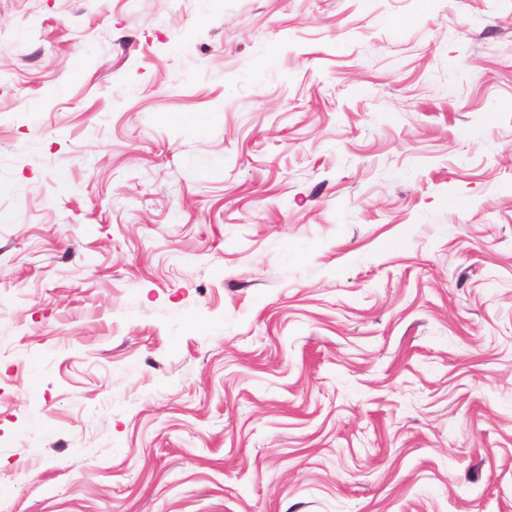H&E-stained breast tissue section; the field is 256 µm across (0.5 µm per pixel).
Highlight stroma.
Instances as JSON below:
<instances>
[{"instance_id": "35a3bbf8", "label": "stroma", "mask_w": 512, "mask_h": 512, "mask_svg": "<svg viewBox=\"0 0 512 512\" xmlns=\"http://www.w3.org/2000/svg\"><path fill=\"white\" fill-rule=\"evenodd\" d=\"M0 512H512V0H0Z\"/></svg>"}]
</instances>
